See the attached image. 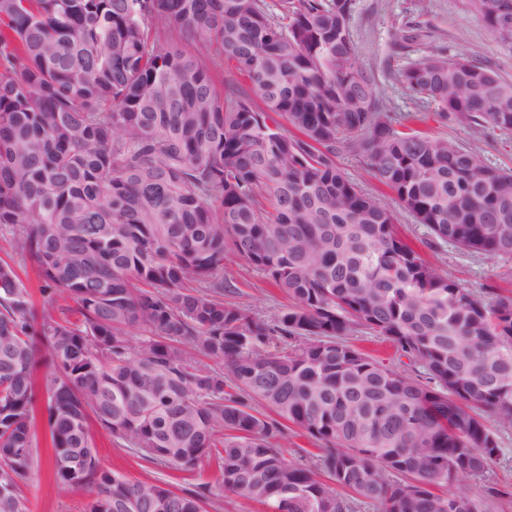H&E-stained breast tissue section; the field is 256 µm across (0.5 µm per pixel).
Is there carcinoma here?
Here are the masks:
<instances>
[{
	"label": "carcinoma",
	"instance_id": "cac0c4a2",
	"mask_svg": "<svg viewBox=\"0 0 512 512\" xmlns=\"http://www.w3.org/2000/svg\"><path fill=\"white\" fill-rule=\"evenodd\" d=\"M512 52V0H467ZM353 0H0V512H28L45 401L59 489L87 512H205L103 468L90 421L194 470L223 448L224 489L266 512H488L458 490L512 425V294L474 292L396 230L336 165L358 154L432 238L512 263V171L397 130L354 62ZM174 31L188 43H160ZM214 48L248 83L217 85ZM398 80L443 120L512 133V81L435 54ZM288 126L268 123L269 113ZM289 304L224 300V254ZM41 280L35 307L16 262ZM62 291L75 307H57ZM389 341L414 374L349 337ZM274 414L255 412L245 399ZM325 446L287 460L283 423Z\"/></svg>",
	"mask_w": 512,
	"mask_h": 512
}]
</instances>
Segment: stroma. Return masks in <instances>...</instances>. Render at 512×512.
<instances>
[{
	"label": "stroma",
	"mask_w": 512,
	"mask_h": 512,
	"mask_svg": "<svg viewBox=\"0 0 512 512\" xmlns=\"http://www.w3.org/2000/svg\"><path fill=\"white\" fill-rule=\"evenodd\" d=\"M408 26L421 28V40L404 51L394 52L395 38ZM350 32L356 63L374 83L390 117L401 122L413 121L415 128L433 137L474 148L490 165L512 168V136L493 130L478 131L454 120H439L434 105L409 97L396 80L400 68L433 53L472 54L512 80V53L505 51L470 12L466 0H354ZM336 162L363 191L383 199L395 214L402 238L439 271L452 274L463 287L475 291L485 288L512 291V279H501L497 262L463 252L449 243L433 245L427 227L401 208L361 157L343 153ZM224 277L236 286L235 302L259 317L272 319L287 303L286 297L262 273L230 252L224 258ZM487 423L496 432L501 454L484 477L467 480L464 486L468 493L476 496L486 495L491 488L498 490V497L491 501L490 512H512V426L499 425L492 416ZM35 432L32 476L22 487L29 512H84L94 496L92 489L79 487L61 492L56 487L45 412H38ZM91 432L99 461L108 470L130 479L155 481L177 489L205 487L207 512H266L261 504L225 491L217 457L207 458L196 470L184 472L145 459L139 452L119 445L100 426H93Z\"/></svg>",
	"instance_id": "1"
}]
</instances>
